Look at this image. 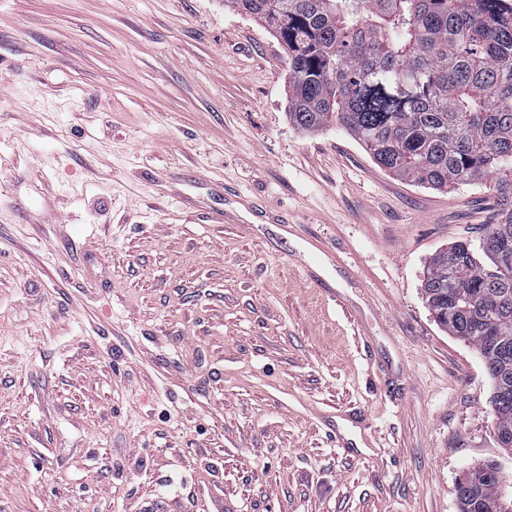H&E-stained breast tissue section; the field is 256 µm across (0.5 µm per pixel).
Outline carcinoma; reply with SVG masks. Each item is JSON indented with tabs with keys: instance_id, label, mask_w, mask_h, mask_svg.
Returning a JSON list of instances; mask_svg holds the SVG:
<instances>
[{
	"instance_id": "obj_1",
	"label": "carcinoma",
	"mask_w": 512,
	"mask_h": 512,
	"mask_svg": "<svg viewBox=\"0 0 512 512\" xmlns=\"http://www.w3.org/2000/svg\"><path fill=\"white\" fill-rule=\"evenodd\" d=\"M288 52V112L303 130L345 127L382 168L449 188L489 179L499 193L482 250L459 241L423 280L437 320L473 343L512 386V0H228ZM496 428L512 434V389ZM459 512H502L498 480L479 465L456 486Z\"/></svg>"
}]
</instances>
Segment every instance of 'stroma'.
Here are the masks:
<instances>
[{"label": "stroma", "mask_w": 512, "mask_h": 512, "mask_svg": "<svg viewBox=\"0 0 512 512\" xmlns=\"http://www.w3.org/2000/svg\"><path fill=\"white\" fill-rule=\"evenodd\" d=\"M491 181L288 116L229 0H0V512H458L500 448L422 295Z\"/></svg>", "instance_id": "obj_1"}]
</instances>
